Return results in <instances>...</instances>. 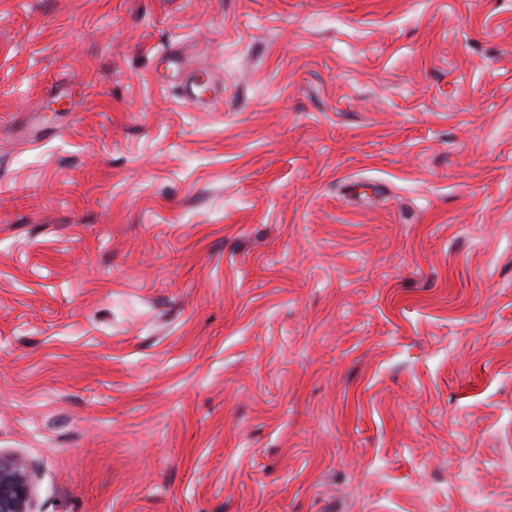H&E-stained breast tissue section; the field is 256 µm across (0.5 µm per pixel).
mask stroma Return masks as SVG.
<instances>
[{
	"instance_id": "1",
	"label": "stroma",
	"mask_w": 512,
	"mask_h": 512,
	"mask_svg": "<svg viewBox=\"0 0 512 512\" xmlns=\"http://www.w3.org/2000/svg\"><path fill=\"white\" fill-rule=\"evenodd\" d=\"M0 452L36 512H512V0H0ZM166 70H172L179 74L180 93L187 100L205 102L217 93L216 84L209 72L201 69L186 70L182 67L180 58L177 54H172L166 61ZM212 93L210 97L205 95Z\"/></svg>"
}]
</instances>
